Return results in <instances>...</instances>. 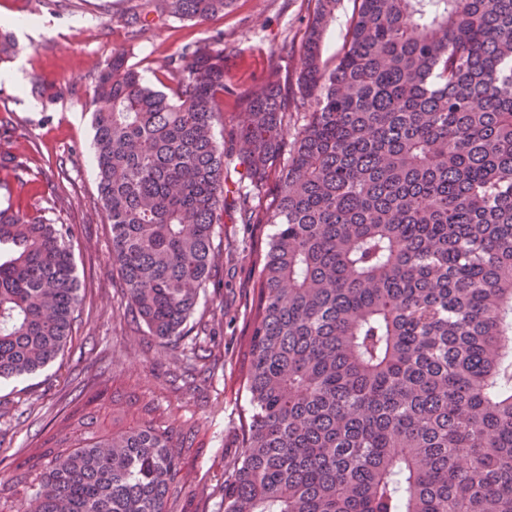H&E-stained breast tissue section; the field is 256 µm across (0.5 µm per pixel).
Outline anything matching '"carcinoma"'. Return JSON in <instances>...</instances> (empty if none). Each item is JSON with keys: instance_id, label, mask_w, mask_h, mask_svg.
I'll return each mask as SVG.
<instances>
[{"instance_id": "cac0c4a2", "label": "carcinoma", "mask_w": 512, "mask_h": 512, "mask_svg": "<svg viewBox=\"0 0 512 512\" xmlns=\"http://www.w3.org/2000/svg\"><path fill=\"white\" fill-rule=\"evenodd\" d=\"M234 0H143L118 17L204 23ZM314 0L297 91L278 71L224 106V33L144 82L125 50L93 78L98 191L127 309L183 344L212 275L228 195L274 231L256 253L240 453L224 512H512V0H360L333 69ZM306 122L292 143L282 127ZM287 163L280 164L281 157ZM242 167L229 189V165ZM275 176L276 203L247 205ZM71 232L0 207V379L35 374L72 337ZM95 389L21 465L15 512H184L182 439L130 425Z\"/></svg>"}]
</instances>
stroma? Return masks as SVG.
<instances>
[{"label":"stroma","instance_id":"1","mask_svg":"<svg viewBox=\"0 0 512 512\" xmlns=\"http://www.w3.org/2000/svg\"><path fill=\"white\" fill-rule=\"evenodd\" d=\"M129 0H64L40 8L44 32L19 41V53L0 62V118L13 128L17 165L0 167V204L44 209L70 225L80 303L73 336L63 354L38 374L0 380V470L35 453L51 419L84 401L88 388L106 383L113 408L124 421L157 419L182 429L199 424L200 449L184 453L190 482L206 497L186 499V512H224V462L237 455L238 418L248 406L242 389L245 343L252 316L254 270L250 250L264 245L271 225L247 224L237 203H227L218 227L223 256L200 295L194 321L213 327L216 344L206 365L207 381L188 387L175 381L180 347L160 346L142 323L130 322L119 274L112 264L111 228L98 193L94 129L86 105L92 78L113 49L132 45L130 65L157 85L163 61L188 42L224 33V122L236 120L239 93L279 67L282 85L296 90L298 56L282 60V46H301L312 11L310 0H235L224 15L203 24L164 16L137 40L116 18ZM358 0H339L327 25L322 62L334 67ZM20 71L21 82L6 79ZM39 77L48 92L32 93Z\"/></svg>","mask_w":512,"mask_h":512}]
</instances>
